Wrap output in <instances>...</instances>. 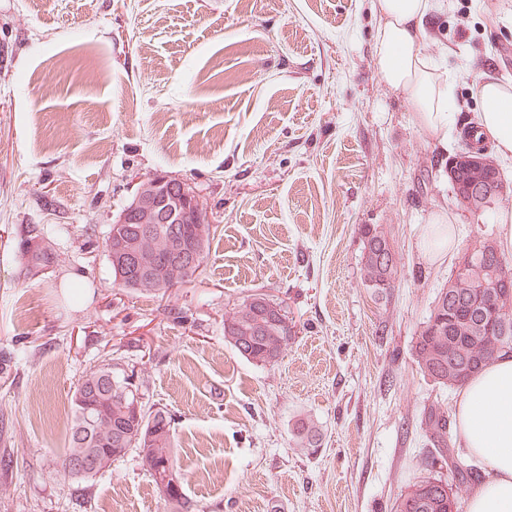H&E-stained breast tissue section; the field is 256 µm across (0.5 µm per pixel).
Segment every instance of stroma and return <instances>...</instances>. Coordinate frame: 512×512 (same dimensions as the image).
<instances>
[{"instance_id": "1", "label": "stroma", "mask_w": 512, "mask_h": 512, "mask_svg": "<svg viewBox=\"0 0 512 512\" xmlns=\"http://www.w3.org/2000/svg\"><path fill=\"white\" fill-rule=\"evenodd\" d=\"M374 0H0V512H166L135 452L77 483L60 470L71 396L91 367L135 369L166 408L200 512H394L433 452L421 426L457 391L413 345L457 250L424 254L434 215L458 242L499 240L511 190L458 204L448 158L477 121L478 83L512 88V0H439L419 47L454 79L440 146L384 85ZM215 228L184 286L113 283L110 225L155 174ZM43 225L60 253L30 276ZM364 224L383 227L396 286L362 284ZM296 337L275 366L243 359L224 318L254 292ZM320 434L307 448L296 431ZM27 237L22 241V256L26 260V271L28 275L36 276L46 269H50L57 265L60 260V255L57 251L44 240L42 231L37 224L28 226ZM36 242L38 245V253L34 256L33 260L25 253V247L30 242Z\"/></svg>"}]
</instances>
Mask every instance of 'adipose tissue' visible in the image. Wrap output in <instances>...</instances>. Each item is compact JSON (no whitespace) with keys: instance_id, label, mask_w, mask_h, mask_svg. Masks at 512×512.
<instances>
[{"instance_id":"ef3b65f1","label":"adipose tissue","mask_w":512,"mask_h":512,"mask_svg":"<svg viewBox=\"0 0 512 512\" xmlns=\"http://www.w3.org/2000/svg\"><path fill=\"white\" fill-rule=\"evenodd\" d=\"M434 0H375L379 23L374 53L383 84L401 91L416 120L438 141L448 138L454 103L451 78L419 50L424 21ZM483 103L477 133L501 158H512V92L479 84ZM465 461L485 476L473 489L468 512H512V356H499L460 389L454 411Z\"/></svg>"}]
</instances>
